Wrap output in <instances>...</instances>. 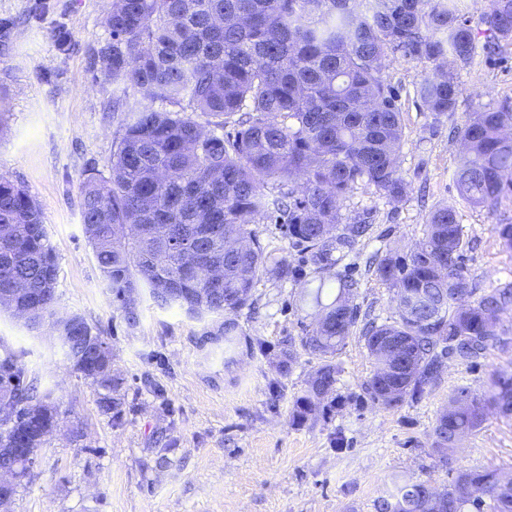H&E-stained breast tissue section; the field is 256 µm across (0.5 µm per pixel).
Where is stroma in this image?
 <instances>
[{"instance_id":"obj_1","label":"stroma","mask_w":512,"mask_h":512,"mask_svg":"<svg viewBox=\"0 0 512 512\" xmlns=\"http://www.w3.org/2000/svg\"><path fill=\"white\" fill-rule=\"evenodd\" d=\"M110 0H0V20L12 21L0 45V174L25 186L38 202L59 260L57 307L76 312L111 345L112 370L124 380L129 408L120 423L101 412L90 381L64 361L53 337L28 331L0 313V337L21 351L29 374L50 388L60 428L38 453L8 512H373V501L396 477L444 489L456 470L512 472V418L489 415L445 463L430 456L433 427L448 394L459 386L482 392L490 373L512 365L497 350L474 364L446 361L438 386L396 409L373 406L362 386L374 366L360 335L336 356V394L342 404L318 411L304 426L290 421L295 398L318 364L301 354L288 375L270 362L309 320L299 308L315 268L281 225L256 224L271 260L285 261L288 278H261L254 303L238 315L250 341L233 359L223 344L207 342L220 321L199 320L176 307L139 304L140 324L128 331L113 305L83 234L79 181L85 170L108 172L118 121L108 110L112 89L98 79L94 55L107 36ZM488 0H467L465 12L478 48L457 70L455 111L434 115L415 94L427 61L392 57L388 80L399 91L405 137L401 171L410 186L392 205L357 189L342 205L344 222L368 226L352 251L338 256L334 279L358 283L361 317L384 322L395 315L388 288L368 267L371 256L421 240L430 213L454 206L463 227L464 262L478 291L512 282V251L497 225L512 224V198L495 210L475 207L457 191L454 171L459 130L471 113L512 107V41L489 57L483 21ZM65 28L68 51L51 33ZM174 439L169 462L158 465V435Z\"/></svg>"}]
</instances>
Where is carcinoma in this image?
<instances>
[{
    "label": "carcinoma",
    "mask_w": 512,
    "mask_h": 512,
    "mask_svg": "<svg viewBox=\"0 0 512 512\" xmlns=\"http://www.w3.org/2000/svg\"><path fill=\"white\" fill-rule=\"evenodd\" d=\"M462 0H112L109 38L95 54L120 135L108 174L91 169L79 183L85 238L112 302L127 329L140 324L141 290L160 307L176 306L201 319L221 316L216 332L232 356L243 330L237 313L253 304L265 275L286 278L270 262L252 228L266 215L320 270L332 253L354 247L366 225L342 223L341 202L358 188L397 205L409 193L399 153L402 112L385 78L390 56L433 64L416 86L437 115L455 109L453 68L476 50ZM486 48L512 40V0H491ZM464 151L456 185L470 203L494 207L512 196V111L474 112L459 131ZM0 297L22 283L23 295L3 304L29 311L28 330L61 337L65 361L96 386L101 411L125 413L124 379L104 369L112 349L94 353L99 333L78 313L59 317L57 257L39 204L0 176ZM463 229L445 204L429 216L410 253L389 249L373 266L392 292L396 317L367 322L362 338L376 369L364 384L372 404L394 409L419 400L441 381L445 359L472 363L489 350L512 348V282L476 294L462 263ZM357 282L337 292L322 278L304 301L317 319L289 339L271 362L286 375L301 352L319 364L294 400L291 422L301 426L316 400L336 391V354L358 323ZM403 342L408 366L385 372L394 359L387 340ZM29 378L23 354L0 340V400L23 404L0 421V448H29L58 418ZM512 417V375L495 372L487 389L452 391L433 430L431 452L450 459L459 441L476 434L490 411ZM26 461L0 454V471L28 475ZM512 512V475L460 470L432 501L422 480L398 481L374 512Z\"/></svg>",
    "instance_id": "obj_1"
}]
</instances>
